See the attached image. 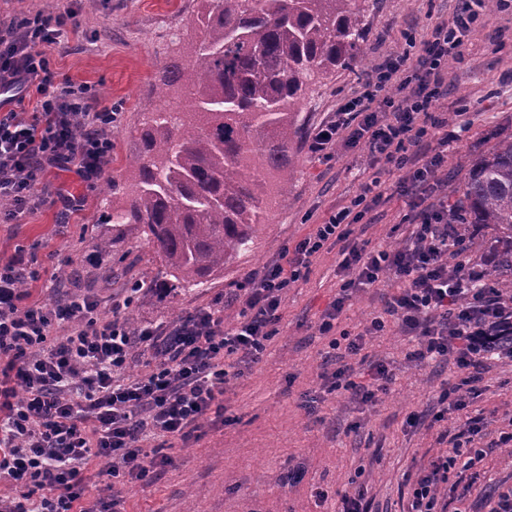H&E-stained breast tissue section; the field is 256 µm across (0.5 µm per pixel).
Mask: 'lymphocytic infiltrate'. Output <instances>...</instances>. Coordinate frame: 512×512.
<instances>
[{"label": "lymphocytic infiltrate", "instance_id": "lymphocytic-infiltrate-1", "mask_svg": "<svg viewBox=\"0 0 512 512\" xmlns=\"http://www.w3.org/2000/svg\"><path fill=\"white\" fill-rule=\"evenodd\" d=\"M483 0H461L450 19L420 40L404 31L405 48L367 78L362 92L342 104L314 130L312 155L329 161L363 146L376 178L350 205L331 213L240 286L238 319L197 308L174 324L131 330L126 310L144 289L131 280L103 317L90 296L23 305L21 286L38 279L33 260L18 251L0 262V481L14 495L0 512H115L117 501L102 496L86 503V471L95 460L111 461L113 473L146 484L158 480L169 458L143 443L162 434L188 436L217 402L228 372L226 357L258 359L275 333L286 288L304 279L312 258L326 245H340L341 271L349 278L319 323L329 346L348 354L363 348L364 335L397 323L417 338L408 358L437 359L462 373L451 387L452 408L461 410L493 356L512 357V297L497 287L488 259L452 263L460 237L448 222V194L440 175L448 157V131L433 115L447 95L449 61L463 55L467 33L482 16ZM80 33L76 10L36 11L21 22L0 21V222L11 223L41 202L34 188L54 169L74 173L93 186L112 161L111 108L88 87L58 81L46 51ZM34 95L33 112L22 111ZM401 170L395 191L412 213L404 241L371 250L353 241V224L382 197L380 176ZM400 283L364 334L336 332V322L354 292L382 278ZM158 358L154 372L127 378L134 348ZM22 391H15L14 382ZM485 449H452L433 457L412 488L413 512H446L439 492L458 461L474 466Z\"/></svg>", "mask_w": 512, "mask_h": 512}]
</instances>
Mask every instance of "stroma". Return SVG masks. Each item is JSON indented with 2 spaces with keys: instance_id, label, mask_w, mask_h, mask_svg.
I'll list each match as a JSON object with an SVG mask.
<instances>
[{
  "instance_id": "obj_1",
  "label": "stroma",
  "mask_w": 512,
  "mask_h": 512,
  "mask_svg": "<svg viewBox=\"0 0 512 512\" xmlns=\"http://www.w3.org/2000/svg\"><path fill=\"white\" fill-rule=\"evenodd\" d=\"M83 36L67 48L48 49L59 80L87 84L117 113L112 125V162L93 187L80 185L74 174L51 171L47 182L82 195L84 206L68 223L60 221V204L47 203L19 222L0 223V260L17 249L35 253L41 277L25 290V304L47 303L57 293L53 280L70 291L109 304L133 279L150 287L127 310L137 326L174 322L199 307L236 320L233 295L239 285L324 222L369 182L373 171L368 151L358 148L337 161L314 158L309 140L344 99L362 89L365 79L385 59L402 50L400 32L413 28L429 37L436 21L449 19L458 0H377L362 45L363 61L329 75L302 106L304 129L297 145L298 168L287 195L269 194L268 223L258 225L247 251L230 260L207 282L169 290L171 281L161 257L147 244L136 224L111 226L107 215L125 204L130 160L139 149L137 131L147 113L163 101L154 83L168 61L174 41L191 42L195 0H72ZM448 96L436 114L461 136L448 143V197L456 199L459 178L478 155L512 134V10L484 13L469 34L461 59L448 64ZM407 212L398 195L384 199L371 216L363 237L371 246L395 244L408 233ZM110 253L101 264L83 262L96 242ZM338 247L325 248L311 264L306 280L288 288L276 332L258 361L234 362L224 386L223 415L201 421L189 437L157 436L147 448L170 456L160 480L144 487L112 480L108 464L94 461L88 498L113 490L122 512H338L343 495L366 486L370 512H408L409 485L425 464L450 445L467 418L482 422V444L495 451L463 472L468 492L442 489L448 512H478L491 488L512 486V445L498 446L499 433L512 424V360L493 358L477 385V397L466 409L449 411L435 421L438 398L458 379L452 365L406 358L414 336L392 324L366 339L363 357H349L355 373L363 360L388 364L393 381L379 401L363 406L349 392L325 393L319 378L328 357L329 339L317 330L321 314L341 284ZM398 288L386 281L358 292L336 322L337 330L362 332L374 313ZM321 396L316 413L303 408L305 395Z\"/></svg>"
}]
</instances>
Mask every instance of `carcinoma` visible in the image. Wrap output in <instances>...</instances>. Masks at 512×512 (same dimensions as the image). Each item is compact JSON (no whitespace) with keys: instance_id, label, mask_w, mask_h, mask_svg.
<instances>
[{"instance_id":"carcinoma-1","label":"carcinoma","mask_w":512,"mask_h":512,"mask_svg":"<svg viewBox=\"0 0 512 512\" xmlns=\"http://www.w3.org/2000/svg\"><path fill=\"white\" fill-rule=\"evenodd\" d=\"M197 39L163 67L158 93L185 99L149 113L139 130L125 206L173 277L199 285L224 270L266 223L267 177L288 193L297 168L298 112L320 79L362 59L368 0H200ZM450 224L508 231L499 270L512 273V137L462 178Z\"/></svg>"}]
</instances>
